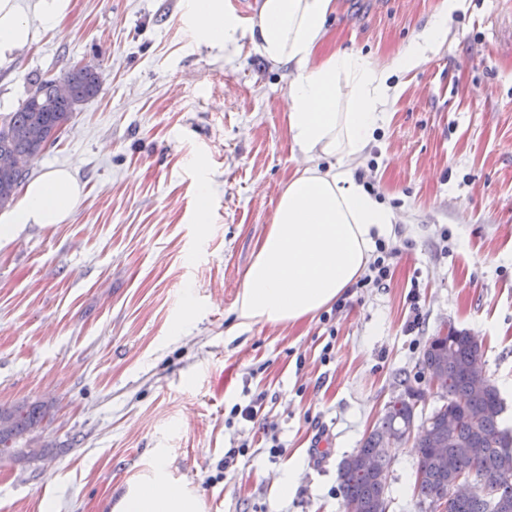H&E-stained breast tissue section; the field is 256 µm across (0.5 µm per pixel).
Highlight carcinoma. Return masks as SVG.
<instances>
[{
  "instance_id": "carcinoma-1",
  "label": "carcinoma",
  "mask_w": 512,
  "mask_h": 512,
  "mask_svg": "<svg viewBox=\"0 0 512 512\" xmlns=\"http://www.w3.org/2000/svg\"><path fill=\"white\" fill-rule=\"evenodd\" d=\"M69 95H54V80L36 88L14 112L0 118V152L32 158L55 142L73 112L95 97L100 87L95 72L71 66L59 75ZM27 171H0V209L10 206ZM481 343L467 330L451 329L446 338L434 336L421 364L427 373L443 369L442 404L419 416L415 402L404 397L390 402L378 426L361 448L339 464L338 479L345 512H388L387 475L390 461L380 438L404 433L414 426L417 467L414 494L418 506L437 512L452 482L473 478L480 490L464 498L447 499L445 512H512V433L502 428L504 402L491 379L474 369ZM9 414V427L0 429V457L16 445V438L38 429L46 417L40 402L0 406ZM453 469H448V462Z\"/></svg>"
}]
</instances>
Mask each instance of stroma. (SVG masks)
<instances>
[{
  "instance_id": "obj_1",
  "label": "stroma",
  "mask_w": 512,
  "mask_h": 512,
  "mask_svg": "<svg viewBox=\"0 0 512 512\" xmlns=\"http://www.w3.org/2000/svg\"><path fill=\"white\" fill-rule=\"evenodd\" d=\"M189 2L71 0L0 66L1 116L76 63L104 76L28 168L70 169L73 213L0 240V403L50 407L46 459L0 460V512H111L160 453L202 512H344L338 464L389 402L438 405L421 356L447 327L479 337L512 428V0H460L439 51L394 77L363 167L399 216L386 286L251 328L234 305L298 164L288 71L247 33L226 49L192 36ZM440 6L336 0L325 48L391 57ZM249 403L256 420L231 417ZM388 454L389 512H420L413 448Z\"/></svg>"
}]
</instances>
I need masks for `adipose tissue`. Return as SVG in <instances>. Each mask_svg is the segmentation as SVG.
Segmentation results:
<instances>
[{
    "label": "adipose tissue",
    "instance_id": "obj_1",
    "mask_svg": "<svg viewBox=\"0 0 512 512\" xmlns=\"http://www.w3.org/2000/svg\"><path fill=\"white\" fill-rule=\"evenodd\" d=\"M456 0H442L430 25L397 55L381 62L359 52H326V19L333 0H261L248 31L260 54L288 67L287 123L302 159L285 184L235 304L239 326L293 325L339 298L364 272L376 240L389 239L392 208L357 172L398 93L393 75L426 64L448 37ZM71 0H36L34 14L49 26L65 18ZM197 31L231 46L238 26L220 0H192ZM30 13V14H33ZM19 0H0V62L28 46L33 32ZM83 187L67 169L29 182L20 204L0 226L7 237L29 224H59L75 209ZM113 512H201L199 497L172 479L164 458L129 484Z\"/></svg>",
    "mask_w": 512,
    "mask_h": 512
}]
</instances>
